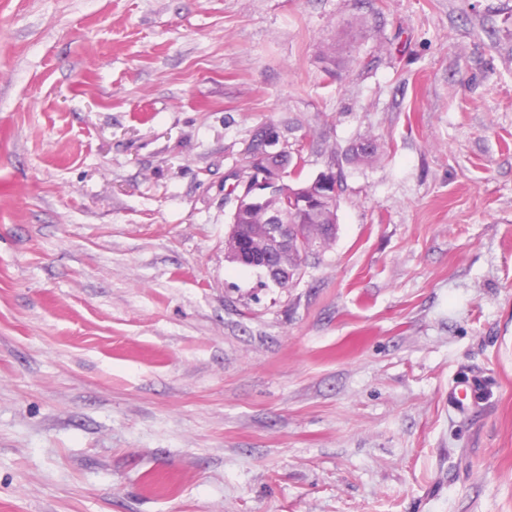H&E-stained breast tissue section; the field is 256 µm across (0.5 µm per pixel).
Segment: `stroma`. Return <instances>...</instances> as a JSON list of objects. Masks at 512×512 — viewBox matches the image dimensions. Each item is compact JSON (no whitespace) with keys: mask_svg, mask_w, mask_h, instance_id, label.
I'll return each instance as SVG.
<instances>
[{"mask_svg":"<svg viewBox=\"0 0 512 512\" xmlns=\"http://www.w3.org/2000/svg\"><path fill=\"white\" fill-rule=\"evenodd\" d=\"M265 124L344 175L288 290ZM0 512H512V0H0ZM273 129L278 137L280 138L279 133L275 130V128L271 125H265L260 127L253 135L252 141L247 149V165H246V174L251 167L258 169L262 168L263 157L265 155V133L268 129ZM266 139L267 145L273 147L272 152L267 151V153L277 162V164L271 170L269 175L264 172H257L253 170L249 178L243 182L237 192L233 194V220H235L237 215L243 210L263 207L267 198L278 190L284 178L290 177L292 172L296 179L299 178L297 170L300 167L302 160L300 149L296 148L295 153L296 170L287 172V165H281L279 162L282 160V156L288 152V149L285 147H282L281 149L275 148L279 143V140L271 132H267ZM343 175L338 170V189L339 192L333 202L318 203L308 211L292 212L291 203L288 201V221L299 224L296 227V234L301 238L299 244L295 241L288 246L282 256V261L288 264L300 273L303 263L310 254L318 252V248L329 245L335 238L337 232V211L340 204V194L342 192ZM227 251L234 260L241 265L261 269L265 275L273 282H289L288 267H275L272 256L269 253H258L245 241L239 234L237 224L230 225V232L226 242ZM275 271L277 277H274ZM238 224H254L251 226V229L258 231L262 229V226L258 224H267L269 243L275 249L288 243V236L292 228V224L281 223L278 213L274 211H267L265 220V214L261 210L249 213L247 217L238 219Z\"/></svg>","mask_w":512,"mask_h":512,"instance_id":"stroma-1","label":"stroma"}]
</instances>
